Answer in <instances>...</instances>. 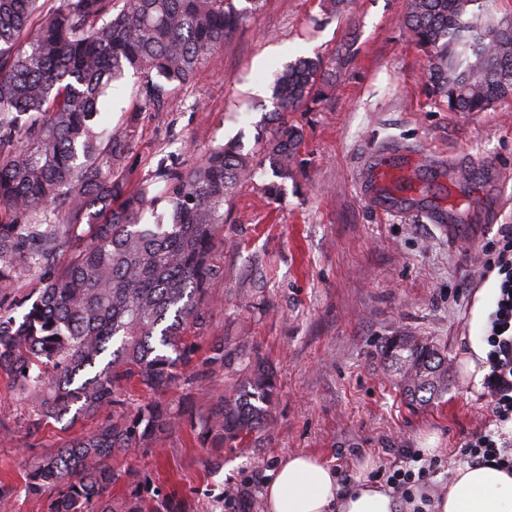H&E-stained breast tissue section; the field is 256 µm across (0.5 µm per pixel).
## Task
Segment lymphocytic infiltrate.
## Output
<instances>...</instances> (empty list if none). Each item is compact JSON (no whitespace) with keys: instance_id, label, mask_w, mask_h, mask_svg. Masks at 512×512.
<instances>
[{"instance_id":"f902f5d3","label":"lymphocytic infiltrate","mask_w":512,"mask_h":512,"mask_svg":"<svg viewBox=\"0 0 512 512\" xmlns=\"http://www.w3.org/2000/svg\"><path fill=\"white\" fill-rule=\"evenodd\" d=\"M485 254L486 268L497 274L499 293L483 331L489 347L483 389L500 428L512 423V230L501 232L486 246ZM499 428L472 434L461 445V460L471 466L512 470V436L500 433ZM402 455V464L377 471L375 479L385 484L393 498L411 505L417 493L427 488L437 463L422 461L420 453L409 448Z\"/></svg>"}]
</instances>
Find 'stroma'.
Wrapping results in <instances>:
<instances>
[{
    "label": "stroma",
    "mask_w": 512,
    "mask_h": 512,
    "mask_svg": "<svg viewBox=\"0 0 512 512\" xmlns=\"http://www.w3.org/2000/svg\"><path fill=\"white\" fill-rule=\"evenodd\" d=\"M408 0H345L336 17L320 0H265L262 10L202 62L192 81L140 108L134 78L110 92L111 125L138 113L131 183L155 174L160 159L187 167L212 146L239 138L259 148L270 131L272 84L300 55L351 57L336 91L290 113L303 133L299 157L278 196L269 168L244 183L224 208L217 256L223 287L211 291L209 333L243 336L273 366L274 423L213 460L190 426L173 429L119 469L148 475L162 489L189 494L194 512H265L271 472L293 454L328 467L365 460L390 465L399 448L435 443L445 491L472 433L495 429L481 381L465 373L471 314L494 286L483 247L512 228V100L485 112H454L429 95L426 55L404 35ZM437 160L487 163L455 182ZM395 197L384 211L373 197ZM461 202L463 220L483 232L453 249L438 226L418 216L419 201ZM252 298L254 307L243 304ZM395 336L428 338L448 360V392L417 404L403 395L381 348ZM28 409L0 371V484L19 485L43 452L70 434L48 424L30 438Z\"/></svg>",
    "instance_id": "35a3bbf8"
}]
</instances>
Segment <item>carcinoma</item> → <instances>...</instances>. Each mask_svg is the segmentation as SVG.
<instances>
[{"instance_id": "cac0c4a2", "label": "carcinoma", "mask_w": 512, "mask_h": 512, "mask_svg": "<svg viewBox=\"0 0 512 512\" xmlns=\"http://www.w3.org/2000/svg\"><path fill=\"white\" fill-rule=\"evenodd\" d=\"M262 2L0 0V289L27 278L0 299V370L31 409V437L52 421L70 429L112 412L38 456L20 487L0 485V512L20 491L41 498L43 512H188V496L145 476L112 496L122 480L112 458L184 423L201 447L220 449L271 425L275 372L241 341L206 335L207 296L224 283L215 262L224 205L262 164L288 178L302 142L288 113L333 89L328 60L299 56L278 72L277 125L261 159L232 141L185 171L162 161L156 180L135 188L137 115L112 130L106 104L130 72L146 105L176 92ZM402 25L448 109L483 112L512 98V23L484 0H410ZM161 202L156 223H140ZM383 355L411 400L448 392V362L431 342L393 339ZM216 373L222 394L207 385ZM177 388L185 397L174 407L163 396Z\"/></svg>"}]
</instances>
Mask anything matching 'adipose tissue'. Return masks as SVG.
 I'll return each instance as SVG.
<instances>
[{"instance_id": "adipose-tissue-1", "label": "adipose tissue", "mask_w": 512, "mask_h": 512, "mask_svg": "<svg viewBox=\"0 0 512 512\" xmlns=\"http://www.w3.org/2000/svg\"><path fill=\"white\" fill-rule=\"evenodd\" d=\"M497 291L482 289L472 310L475 335L469 338V370H478L488 347L480 331L494 307ZM266 512H396L395 499L367 481L342 490L334 472L315 457L288 456L266 488ZM435 512H512V471L489 467L457 468L446 492L435 498Z\"/></svg>"}]
</instances>
